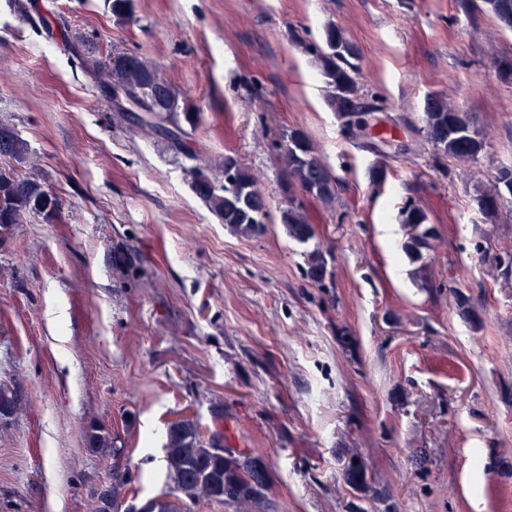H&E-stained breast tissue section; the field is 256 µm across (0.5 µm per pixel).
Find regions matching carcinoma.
<instances>
[{
    "label": "carcinoma",
    "instance_id": "cac0c4a2",
    "mask_svg": "<svg viewBox=\"0 0 512 512\" xmlns=\"http://www.w3.org/2000/svg\"><path fill=\"white\" fill-rule=\"evenodd\" d=\"M482 9L501 25L512 29V0H481ZM324 45L304 49L315 57L319 74L328 89L326 102L339 118L352 115L358 109L360 53L345 32L329 25L324 31ZM84 72L102 86L139 93L158 109L168 111V120L178 118V98L161 67L144 57L124 52H112L101 58H81ZM420 130L428 142L442 155L468 166L477 162L485 147L484 138L468 113L460 111L448 99L431 94L424 101L420 115ZM280 161L284 170L283 189L288 191V207L281 209L280 220L288 236L299 242L314 237L303 203L296 193L309 195L330 206L336 199V177L318 156V149L308 134L301 129L288 133L279 145ZM29 147L13 126L0 122V161L8 167L0 168V225L18 224L26 215H42L51 219L59 211L57 195L34 174L24 175L9 165L27 160ZM237 167V185L224 183V169ZM196 169V194L217 219L241 237H255L269 223V211L260 179L238 159L226 155L214 166ZM246 186L262 201L257 207H245L239 199L237 187ZM480 212L487 218L498 217L512 205V167H502L491 179V184L477 196ZM401 223L407 230L405 251L413 261L423 258L422 249L428 247L433 228L427 226V216L418 207L401 212ZM309 276L319 282L327 268L319 249L305 253ZM16 395L13 389L0 383V413L14 412ZM223 436L215 433L205 437L197 419L184 416L167 426L165 450V478L171 491L146 501L141 507L126 512H189V505L201 501H221L236 506L237 512H262V503L269 490L268 476L255 469L267 467L260 452L249 449L225 448ZM88 446L94 450L112 449V457L124 455L117 447V438L94 424L87 430ZM128 493L127 480L112 475V486L102 493L101 512H116Z\"/></svg>",
    "mask_w": 512,
    "mask_h": 512
}]
</instances>
